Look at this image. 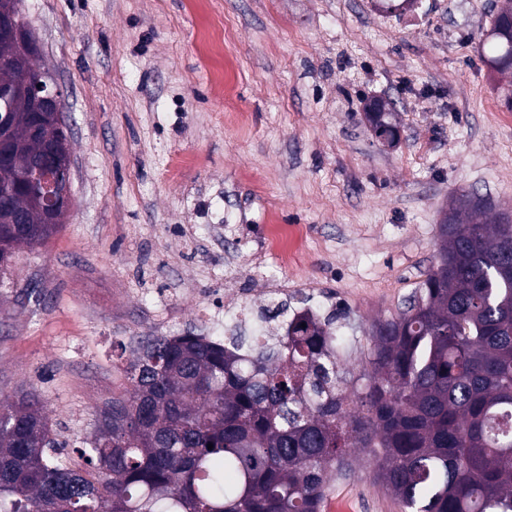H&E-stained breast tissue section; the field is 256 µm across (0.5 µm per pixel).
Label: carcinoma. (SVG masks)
Instances as JSON below:
<instances>
[{"mask_svg":"<svg viewBox=\"0 0 512 512\" xmlns=\"http://www.w3.org/2000/svg\"><path fill=\"white\" fill-rule=\"evenodd\" d=\"M479 56L512 71V40L485 34ZM35 57L0 38V118L26 135L13 83L41 77ZM395 144L397 124L371 125ZM41 138L0 164V220L23 208L14 185L29 155L57 167ZM462 191L439 224L436 262L417 300L372 324L364 411L351 413L336 355V313L263 314L256 334L142 336L122 391L63 461L41 394L0 400V512H322L330 474L373 456L375 480L401 512H512V223ZM0 223V288L16 251L52 233ZM213 448H208V445Z\"/></svg>","mask_w":512,"mask_h":512,"instance_id":"cac0c4a2","label":"carcinoma"}]
</instances>
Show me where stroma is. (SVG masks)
<instances>
[{
  "label": "stroma",
  "mask_w": 512,
  "mask_h": 512,
  "mask_svg": "<svg viewBox=\"0 0 512 512\" xmlns=\"http://www.w3.org/2000/svg\"><path fill=\"white\" fill-rule=\"evenodd\" d=\"M500 0H23L63 93L74 204L0 289V396L37 390L69 457L135 336L220 337L214 298L332 307L352 391L372 323L403 311L461 190L512 213V107L479 56ZM223 30L204 63L201 45ZM231 97L212 75L222 60ZM391 101L397 147L365 100ZM290 228L288 261L261 232ZM401 512L367 461L323 512Z\"/></svg>",
  "instance_id": "obj_1"
}]
</instances>
